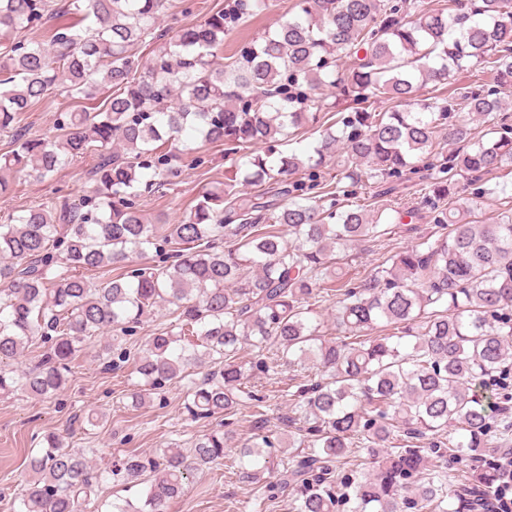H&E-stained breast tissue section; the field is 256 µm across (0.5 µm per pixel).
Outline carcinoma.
<instances>
[{"label":"carcinoma","instance_id":"cac0c4a2","mask_svg":"<svg viewBox=\"0 0 512 512\" xmlns=\"http://www.w3.org/2000/svg\"><path fill=\"white\" fill-rule=\"evenodd\" d=\"M265 0H233L204 23L174 33L161 28L169 0H68L77 17L46 41H14L40 24L52 0H0V131L13 132L20 115L58 89L93 99L112 88L99 112L57 113L52 138L16 140L0 155V196L23 173L46 177L75 158L98 156L93 194L77 203L31 207L0 224V397L19 391L49 398L64 388L69 362L86 342L107 334L101 357L108 367L130 360L123 337L165 307L175 322L150 337L134 360L137 407L158 391L207 367L186 386L192 420L238 411L255 400L238 350H258L251 368L307 363L321 380L293 393L288 440L254 415V434L238 445L222 430L204 433L191 448H159L99 465L98 449L72 448L50 432L27 459L31 479L13 512H99L102 483L139 486L141 505L112 503L109 512H166L185 495L190 475L233 450L240 475L273 471L270 449L297 448L268 492L293 490L291 512H457L448 493V463L427 465V433L457 436L433 453L443 458L500 452L512 432L503 416L489 423L498 401L512 394L500 384L497 400L474 390L512 371V215L478 224L447 205L456 176L473 182L512 170V0H437L413 18L406 0H299L298 10L271 32L216 62L229 24ZM159 42L150 62L135 46ZM354 59L339 74L338 62ZM481 69L495 88L459 87L410 108L429 83L453 70ZM351 104L332 109L324 90ZM397 105L370 112V100ZM465 109L491 137L475 136ZM320 129L308 160L346 154L334 180L312 176L298 194L276 205L265 199L282 175L304 166L298 155H276L288 129ZM456 145L444 154L437 134ZM220 143L234 156L224 183L207 190L174 224L152 223L138 209L141 192L165 185L192 152L187 139ZM434 170L427 202L445 233L396 254L357 284L343 281L336 250L382 235L388 207H337L341 183L366 167L379 185L411 179L416 161ZM257 189L254 195L240 186ZM158 261L139 265L148 253ZM120 270L98 286L83 273ZM342 290L336 325L353 337L337 343L320 334L311 308L318 289ZM391 327L394 337L373 331ZM118 335H112V332ZM40 341L48 350L33 364L18 360ZM360 446L370 468L343 480L336 498L327 475L347 449Z\"/></svg>","mask_w":512,"mask_h":512}]
</instances>
